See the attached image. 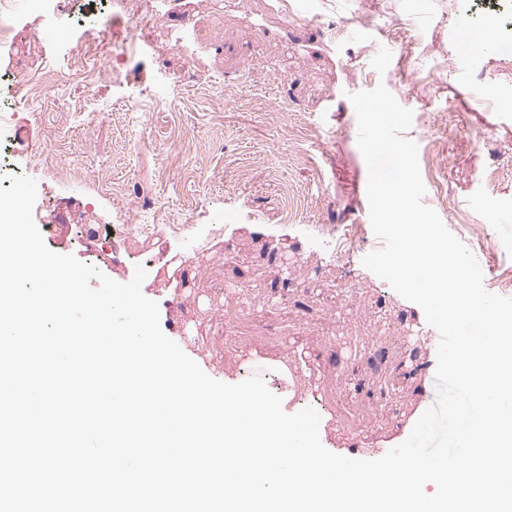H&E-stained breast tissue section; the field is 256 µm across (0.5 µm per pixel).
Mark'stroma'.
Returning <instances> with one entry per match:
<instances>
[{
  "label": "stroma",
  "instance_id": "1",
  "mask_svg": "<svg viewBox=\"0 0 512 512\" xmlns=\"http://www.w3.org/2000/svg\"><path fill=\"white\" fill-rule=\"evenodd\" d=\"M373 2L379 8L374 27L327 34L329 22ZM311 3L309 22L289 34L280 25L278 0H178L163 23L198 30L200 62L192 64L167 40L143 59L145 68L174 77L196 69L193 83L177 89L172 108L149 112L150 147L136 145L121 102L95 111L109 96L102 85L65 81L50 103L14 104L21 140L13 163L37 182L35 215L89 207L104 239L87 248L75 225L59 224L42 233L50 250L74 255L120 283L145 267L142 292L158 303L162 331L213 379H245L224 356L225 337L249 353L250 371L261 373L272 391L276 356L287 353L305 376L300 393L323 406L322 445L344 456L355 443L359 458L372 460L403 443L434 403L423 383L435 378L437 351L430 340L420 363L410 360L405 344L422 335L424 313L362 264L382 242L369 219L368 171L349 96L382 84L413 111L408 136L418 145L428 186L424 203L450 230L456 211L477 214L498 240L497 263L512 264V223L494 219L496 211L512 212V64L496 65L491 53L465 65L456 52L458 25L493 19L486 0ZM108 12V0H76L49 35L25 0L21 23L40 38L45 62L63 71L71 36ZM247 12L265 14L264 33L245 22ZM395 20L408 25L405 40L392 41ZM414 41L422 50L407 69L400 58ZM428 70L434 79L420 82ZM484 84L496 85L499 106L475 107L473 94ZM448 112L450 124L443 120ZM480 132L496 138V157L474 145ZM50 150L80 167L84 180L50 181L36 164ZM491 164L499 172L493 183L485 179ZM434 181L448 188L446 203L430 191ZM144 194L158 199L168 222L208 226L212 240L202 258L165 236L141 243L133 254L112 234L116 209L131 208ZM347 224L358 225L366 245L339 258L322 234ZM283 249L298 260L294 286L281 296L274 287L282 280L277 253ZM345 269L359 287L347 301L336 297ZM358 383L364 393L355 392Z\"/></svg>",
  "mask_w": 512,
  "mask_h": 512
}]
</instances>
